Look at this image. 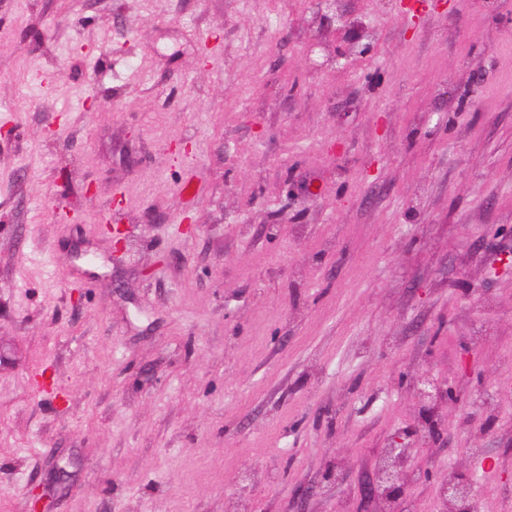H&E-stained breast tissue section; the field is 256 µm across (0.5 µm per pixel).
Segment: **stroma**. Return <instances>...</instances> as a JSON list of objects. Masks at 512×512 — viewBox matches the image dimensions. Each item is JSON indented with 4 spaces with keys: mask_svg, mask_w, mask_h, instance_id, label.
I'll use <instances>...</instances> for the list:
<instances>
[{
    "mask_svg": "<svg viewBox=\"0 0 512 512\" xmlns=\"http://www.w3.org/2000/svg\"><path fill=\"white\" fill-rule=\"evenodd\" d=\"M511 253L512 0H0V512H512ZM394 453L399 450V453L393 459L388 460L381 468L377 486L380 490H384L387 497L397 498L403 492V485L401 484V474L397 470L399 463L400 451L404 448H390Z\"/></svg>",
    "mask_w": 512,
    "mask_h": 512,
    "instance_id": "stroma-1",
    "label": "stroma"
}]
</instances>
